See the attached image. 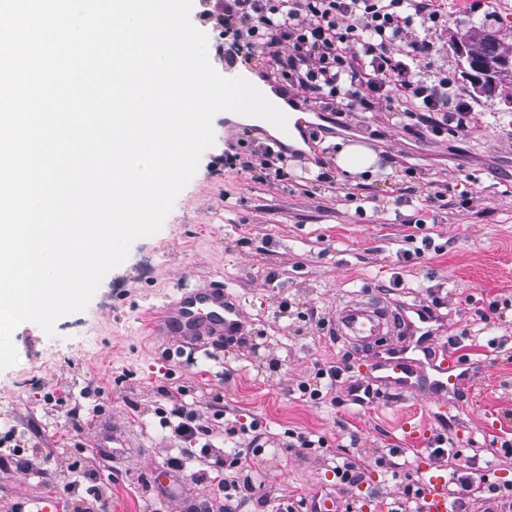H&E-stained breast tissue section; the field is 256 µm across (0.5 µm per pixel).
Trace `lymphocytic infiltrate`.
<instances>
[{
  "mask_svg": "<svg viewBox=\"0 0 512 512\" xmlns=\"http://www.w3.org/2000/svg\"><path fill=\"white\" fill-rule=\"evenodd\" d=\"M201 13L204 23L229 33L228 45H216V56L272 60L276 73L288 83L289 97L307 103L328 102L333 111L370 112L376 104L404 108L414 127L434 134L448 126V79H418L416 67L431 57L428 41L415 33L417 21L440 22L444 0H208ZM458 113L468 106L457 101ZM171 407L164 420L182 444L179 456L168 458L174 472L183 462H202L195 482L219 474L221 507L204 499L188 512H240L246 498L268 504L271 493H258L254 460L266 437L260 425L250 428L246 448L226 457L215 445L213 417L224 414L223 404L212 415L191 408L183 398L168 394ZM452 471L448 497L463 506L475 495L495 493V486L477 479L469 461L449 460Z\"/></svg>",
  "mask_w": 512,
  "mask_h": 512,
  "instance_id": "1",
  "label": "lymphocytic infiltrate"
}]
</instances>
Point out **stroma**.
Returning <instances> with one entry per match:
<instances>
[{
    "mask_svg": "<svg viewBox=\"0 0 512 512\" xmlns=\"http://www.w3.org/2000/svg\"><path fill=\"white\" fill-rule=\"evenodd\" d=\"M502 4L448 0L441 26L417 27L434 46L419 76L448 73L470 107L465 129L435 136L408 130L396 108H317L299 128L297 149L261 121L214 116V142L161 228L132 243L87 307L60 318L51 336L33 322L14 329L18 361L0 370V433L13 431L57 480L23 472L19 457L0 448V512L39 497L69 512L90 473L111 493L112 512H185L189 499L209 497L191 480L195 460L171 476L166 495L152 486V466L179 453L158 414L165 391L179 388L193 408L208 410L220 394L225 419L266 428L257 469L278 493L276 512H305L304 497L365 512L373 496L391 498L424 473L448 476L432 454L439 446L473 458L488 484L512 486V447L502 445L512 438V83L490 97L470 93L448 45L450 33L486 24L512 47ZM329 138L364 144L382 161L346 176ZM234 152L257 160L274 153L285 175L271 181L258 168H228L224 156ZM443 187L447 206L429 207L427 196ZM218 285L242 305L245 343L152 335L164 305ZM359 290L420 307L441 297L448 332L438 349L467 354L468 383L443 401L384 388L353 404L348 387L369 380V356L337 342L329 323L342 293ZM493 301L496 317L483 319ZM331 365L341 369L332 392L313 399L300 391ZM74 414L83 433L69 426ZM225 419L215 420L216 433ZM299 432L323 447H289ZM357 455L370 467L340 493L336 468ZM68 481L69 496L59 489Z\"/></svg>",
    "mask_w": 512,
    "mask_h": 512,
    "instance_id": "35a3bbf8",
    "label": "stroma"
}]
</instances>
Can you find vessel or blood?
Wrapping results in <instances>:
<instances>
[{"label": "vessel or blood", "instance_id": "vessel-or-blood-1", "mask_svg": "<svg viewBox=\"0 0 512 512\" xmlns=\"http://www.w3.org/2000/svg\"><path fill=\"white\" fill-rule=\"evenodd\" d=\"M242 315V306L233 293L221 287L202 288L182 296L166 309L153 329L160 334L235 336L243 326ZM332 334L372 350L371 368L379 372V384L389 389L422 388L437 399L458 390L469 377L458 356L438 358L430 354L435 329H428L426 336H418L405 309L369 297L362 290L338 306ZM397 336L402 337V344H394ZM425 510L448 512L445 480L429 477Z\"/></svg>", "mask_w": 512, "mask_h": 512}]
</instances>
